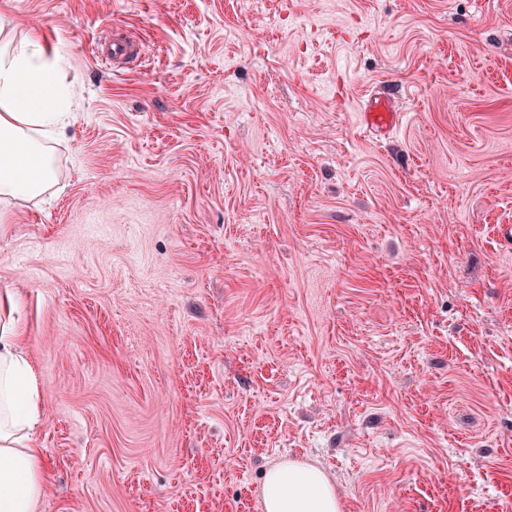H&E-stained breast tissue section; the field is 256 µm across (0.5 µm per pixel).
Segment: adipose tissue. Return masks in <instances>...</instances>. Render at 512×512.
Returning <instances> with one entry per match:
<instances>
[{"instance_id": "adipose-tissue-1", "label": "adipose tissue", "mask_w": 512, "mask_h": 512, "mask_svg": "<svg viewBox=\"0 0 512 512\" xmlns=\"http://www.w3.org/2000/svg\"><path fill=\"white\" fill-rule=\"evenodd\" d=\"M9 25L0 17V221L2 204L36 198L53 184L55 145L73 99L59 58L35 37L5 39ZM15 310L13 299H0V512H36L45 483L34 440L40 393ZM261 497L265 512H343L326 474L296 460L267 472Z\"/></svg>"}]
</instances>
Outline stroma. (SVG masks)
I'll list each match as a JSON object with an SVG mask.
<instances>
[{
	"label": "stroma",
	"instance_id": "stroma-1",
	"mask_svg": "<svg viewBox=\"0 0 512 512\" xmlns=\"http://www.w3.org/2000/svg\"><path fill=\"white\" fill-rule=\"evenodd\" d=\"M0 16L76 97L54 185L0 223L37 512H263L288 459L345 512H512V0ZM399 116L398 112H394L389 97L378 96L374 97L369 108L364 110L362 120L369 130L389 135L397 128Z\"/></svg>",
	"mask_w": 512,
	"mask_h": 512
}]
</instances>
